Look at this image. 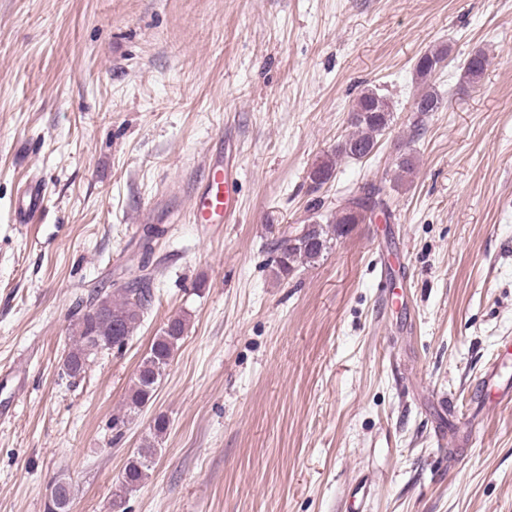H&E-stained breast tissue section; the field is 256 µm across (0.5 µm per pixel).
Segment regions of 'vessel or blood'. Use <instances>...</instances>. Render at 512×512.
Returning <instances> with one entry per match:
<instances>
[{
    "instance_id": "1",
    "label": "vessel or blood",
    "mask_w": 512,
    "mask_h": 512,
    "mask_svg": "<svg viewBox=\"0 0 512 512\" xmlns=\"http://www.w3.org/2000/svg\"><path fill=\"white\" fill-rule=\"evenodd\" d=\"M238 189V179L232 164L210 167L208 183L190 199L191 212L197 223L215 224L230 215Z\"/></svg>"
}]
</instances>
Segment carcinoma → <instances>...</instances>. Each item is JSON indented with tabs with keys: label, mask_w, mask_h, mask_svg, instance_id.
<instances>
[{
	"label": "carcinoma",
	"mask_w": 512,
	"mask_h": 512,
	"mask_svg": "<svg viewBox=\"0 0 512 512\" xmlns=\"http://www.w3.org/2000/svg\"><path fill=\"white\" fill-rule=\"evenodd\" d=\"M447 56L448 47L442 46L428 52L415 65L417 77L423 84L416 106L424 112H437L442 107V99L428 86V81L436 73L440 61ZM488 65L486 54L481 51L473 53L464 67L466 83L470 86L479 83ZM392 119V106L385 97L371 88L362 90L350 110V132L312 168L308 179L322 186L334 177L339 161L361 160L370 156L376 149L379 137L390 128ZM396 167L398 180L414 174V155L410 152L398 155ZM379 193L380 188L369 185L345 198L333 219L324 224L313 222L307 239L296 246H288L286 236L276 239L274 245L278 257L274 259L275 276L285 279L297 269L319 262L331 248L333 240L344 235L345 225L363 224L371 219ZM150 282L151 277L143 274L113 294L98 292L81 301L74 311L68 352L63 359V369L69 377L77 378L85 373L87 362L95 357L90 351L93 339L110 343L118 350L124 348L144 311L152 303ZM186 329L187 318L174 316L168 319L161 334L154 339L132 380L124 407L112 416V429L116 432H121L151 400L174 359ZM167 428L165 416L154 419L143 445L129 457L125 465L118 489L112 495L110 512H127V496L149 477L156 452L155 443Z\"/></svg>",
	"instance_id": "1"
}]
</instances>
